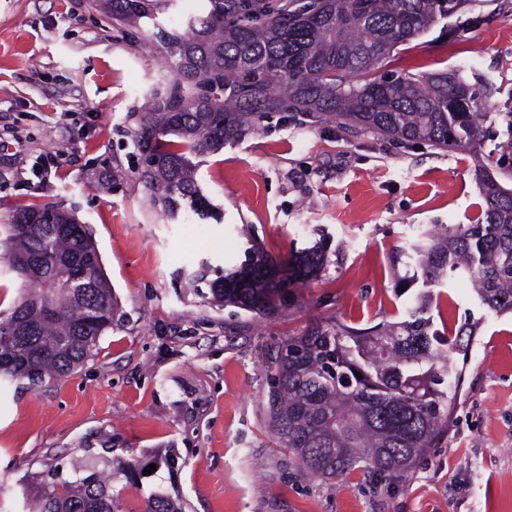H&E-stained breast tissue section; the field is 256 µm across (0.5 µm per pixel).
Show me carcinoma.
I'll use <instances>...</instances> for the list:
<instances>
[{"label": "carcinoma", "instance_id": "cac0c4a2", "mask_svg": "<svg viewBox=\"0 0 512 512\" xmlns=\"http://www.w3.org/2000/svg\"><path fill=\"white\" fill-rule=\"evenodd\" d=\"M180 0H102L124 26L158 30L162 71L172 85L144 101L136 146L150 203L175 217L183 204L203 218L210 202L193 158L258 129L269 112H313L399 142L445 150L480 144L483 100L459 69L387 77L394 46L411 41L478 0H202L166 30L159 18ZM483 205L473 224H451L409 240L402 256L423 290L408 319L360 332L315 323L265 356L266 426L304 474L330 480L361 468L375 478L408 472L447 433L461 371L448 353L466 351L474 324L435 327L428 288L463 281L485 310L512 313V189L491 162L478 166ZM0 258L22 290L0 311V382L49 387L94 355L119 322V304L91 233L47 202L18 207L0 225ZM226 270L191 275L213 303L262 317L280 311L284 288L320 276L322 246L278 262L256 244ZM362 378H357L356 373ZM136 487L137 464L91 455L72 476L38 482L31 512H115L112 487ZM139 512H183L162 492Z\"/></svg>", "mask_w": 512, "mask_h": 512}]
</instances>
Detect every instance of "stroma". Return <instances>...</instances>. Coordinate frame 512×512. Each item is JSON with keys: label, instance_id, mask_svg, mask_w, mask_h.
Returning <instances> with one entry per match:
<instances>
[{"label": "stroma", "instance_id": "stroma-1", "mask_svg": "<svg viewBox=\"0 0 512 512\" xmlns=\"http://www.w3.org/2000/svg\"><path fill=\"white\" fill-rule=\"evenodd\" d=\"M152 26L116 25L99 0H0V224L20 205L52 202L92 233L121 319L96 356L37 391L0 386V512H28L36 479L90 454L136 462L143 494L183 512H512V315L432 286L435 324H478L452 426L402 477L373 485L363 470L332 480L302 473L265 427L268 348L313 323L369 329L402 320L410 274L397 263L412 229L469 224L483 202L475 168L492 155L512 187V0L481 6L397 44L388 71L461 66L486 83L491 120L479 150L402 144L308 114H267L258 131L197 157L218 219L162 218L139 179L144 96L168 89ZM63 154L45 170L48 153ZM276 261L320 237L347 240L317 280L296 285L276 317L218 308L188 279L238 262L241 225ZM179 463H155L166 449Z\"/></svg>", "mask_w": 512, "mask_h": 512}]
</instances>
